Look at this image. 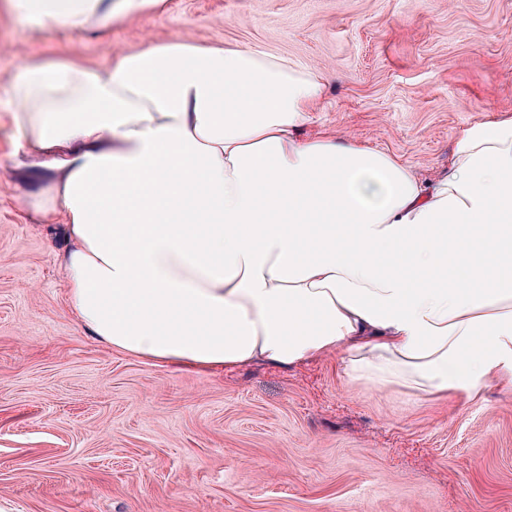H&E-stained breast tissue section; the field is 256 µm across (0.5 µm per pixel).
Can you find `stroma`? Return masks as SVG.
<instances>
[{
  "mask_svg": "<svg viewBox=\"0 0 512 512\" xmlns=\"http://www.w3.org/2000/svg\"><path fill=\"white\" fill-rule=\"evenodd\" d=\"M185 36L325 75L299 133L419 174L462 125L512 114V0H167L82 35L0 0V504L11 512H512V393L437 406L336 357L211 374L112 351L66 303L58 225L28 184L7 88L21 56L107 63Z\"/></svg>",
  "mask_w": 512,
  "mask_h": 512,
  "instance_id": "1",
  "label": "stroma"
}]
</instances>
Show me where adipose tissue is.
Here are the masks:
<instances>
[{"mask_svg": "<svg viewBox=\"0 0 512 512\" xmlns=\"http://www.w3.org/2000/svg\"><path fill=\"white\" fill-rule=\"evenodd\" d=\"M165 0H9L79 34ZM321 71L189 38L103 66L28 58L19 148L62 219L67 304L113 350L209 373L336 355L350 383L471 403L512 391V116L458 128L426 179L295 131Z\"/></svg>", "mask_w": 512, "mask_h": 512, "instance_id": "adipose-tissue-1", "label": "adipose tissue"}]
</instances>
